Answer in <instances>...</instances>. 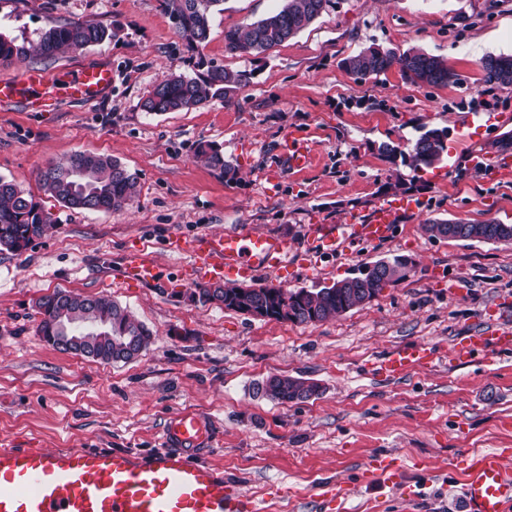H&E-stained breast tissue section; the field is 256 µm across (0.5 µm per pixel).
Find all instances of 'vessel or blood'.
Listing matches in <instances>:
<instances>
[{
	"label": "vessel or blood",
	"instance_id": "b4317fda",
	"mask_svg": "<svg viewBox=\"0 0 512 512\" xmlns=\"http://www.w3.org/2000/svg\"><path fill=\"white\" fill-rule=\"evenodd\" d=\"M112 92V67L88 62L57 76L28 68L18 78L0 80V106L23 104L31 112H49L62 100L97 102ZM289 170L300 172L311 163L310 152L296 135L279 144ZM472 167L494 180L512 175V156L487 162L480 154ZM421 201L402 197L376 204L363 216L341 224H315L310 231L322 251L376 244L391 237L396 218L420 211ZM189 253L198 282L251 279L286 263L291 248L276 235L227 232L175 238ZM130 286L152 283L156 265L144 248H130L120 270ZM512 348V330L490 324L460 343L457 355L471 358ZM439 350L427 344L398 347L373 364L387 378H401L434 364ZM215 432L199 411L186 408L165 425L159 451L149 459L128 450L69 448L49 450L40 441L0 447V512H260L256 498L220 469L205 462ZM455 467L464 481L459 491L465 512H512V448L469 449ZM366 477L388 486L400 483L401 468L393 459L375 457L365 464Z\"/></svg>",
	"mask_w": 512,
	"mask_h": 512
}]
</instances>
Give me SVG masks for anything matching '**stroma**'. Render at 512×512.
Listing matches in <instances>:
<instances>
[{
    "mask_svg": "<svg viewBox=\"0 0 512 512\" xmlns=\"http://www.w3.org/2000/svg\"><path fill=\"white\" fill-rule=\"evenodd\" d=\"M280 0H224L208 44L191 51L160 0H0V34L36 42L53 22L96 19L114 38L46 61H0V78L24 67L56 74L108 60L112 94L53 112L0 108V178L51 213L48 231L22 253L0 251V439L44 448L154 452L169 418L190 407L219 440L206 457L256 496L263 512H326L317 489L344 482L335 512H462L448 481L466 449L512 448V350L466 361L455 343L485 332V309H512V243L429 237L430 222L512 224V179L487 182L471 167L512 136V86H488L480 62L512 54V0H332L309 27L265 54H231L224 32L276 11ZM411 48L445 59L448 86H418L398 69L357 81L340 62L370 46ZM250 72L247 85L206 105L146 113L147 90L169 73L190 77L201 64ZM448 132V152L416 169L407 155L421 128ZM302 137L308 168L284 172L275 190L279 143ZM219 146L236 169L226 179L196 158L199 142ZM399 149L388 158L378 147ZM104 154L137 177L140 193L109 212L73 210L50 196L37 173L76 152ZM413 195L422 211L400 218L391 238L356 252L320 253L311 262L309 225L336 224L392 196ZM237 231L288 238L297 257L260 273L254 286L316 290L357 276L395 255L415 260L404 280L335 318L309 324L255 319L199 299L186 280L187 255L171 239ZM145 245L157 284L130 288L118 270L132 244ZM56 290L105 295L152 332L128 362L102 363L60 351L37 331L38 299ZM428 343L435 366L388 381L372 363L396 347ZM313 380L319 396L281 403L256 394L268 377ZM374 455L400 458L406 483L424 484L417 508L401 490L366 483ZM426 462L431 475L418 473Z\"/></svg>",
    "mask_w": 512,
    "mask_h": 512,
    "instance_id": "obj_1",
    "label": "stroma"
}]
</instances>
